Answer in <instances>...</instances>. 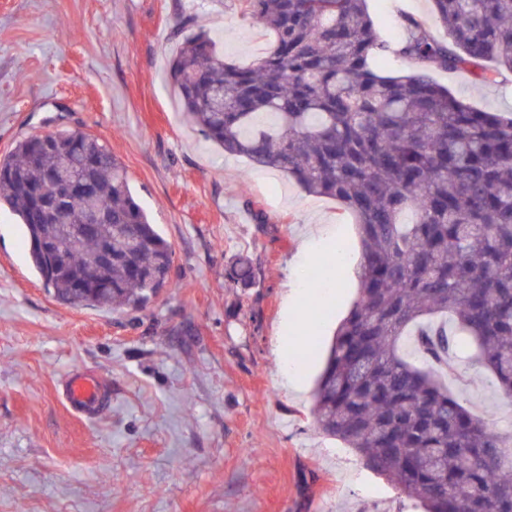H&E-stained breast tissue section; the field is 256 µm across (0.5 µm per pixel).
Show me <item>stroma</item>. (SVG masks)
Returning a JSON list of instances; mask_svg holds the SVG:
<instances>
[{
	"label": "stroma",
	"instance_id": "obj_1",
	"mask_svg": "<svg viewBox=\"0 0 512 512\" xmlns=\"http://www.w3.org/2000/svg\"><path fill=\"white\" fill-rule=\"evenodd\" d=\"M367 7L389 42L408 16L445 36L431 0ZM190 12L243 66L273 39L238 0H0V156L32 133L97 137L174 251V285L145 309L73 307L45 288L22 225L0 208V512H422L313 419L355 278L309 306L315 343L289 361L301 391L283 375L287 279L333 241L357 264V229L334 200L225 154L184 121L167 67ZM429 75L472 106L512 110L504 84ZM241 255L255 277L233 286L225 272ZM458 367L450 388L511 435L512 404L489 373L469 357ZM76 373L107 383L95 418L64 400Z\"/></svg>",
	"mask_w": 512,
	"mask_h": 512
}]
</instances>
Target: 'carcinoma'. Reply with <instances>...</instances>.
<instances>
[{"label": "carcinoma", "mask_w": 512, "mask_h": 512, "mask_svg": "<svg viewBox=\"0 0 512 512\" xmlns=\"http://www.w3.org/2000/svg\"><path fill=\"white\" fill-rule=\"evenodd\" d=\"M240 2L274 36L265 55L247 67L224 58L187 15L168 77L206 139L335 200L357 224L359 296L316 382L317 427L425 512H512V440L448 387L471 348L512 402V115L476 110L428 74L511 76L512 0H433L448 39L407 17L394 45L367 0ZM388 55L411 69L382 73ZM37 138L0 157V204L23 225L32 267L66 304L146 306L171 285L173 249L125 167L87 133H51L49 147ZM53 172L87 176L88 191L48 221L33 191ZM90 204L108 219L96 233L79 227ZM106 246L112 265L78 290L76 273ZM253 276L245 257L227 272L232 284Z\"/></svg>", "instance_id": "obj_1"}]
</instances>
